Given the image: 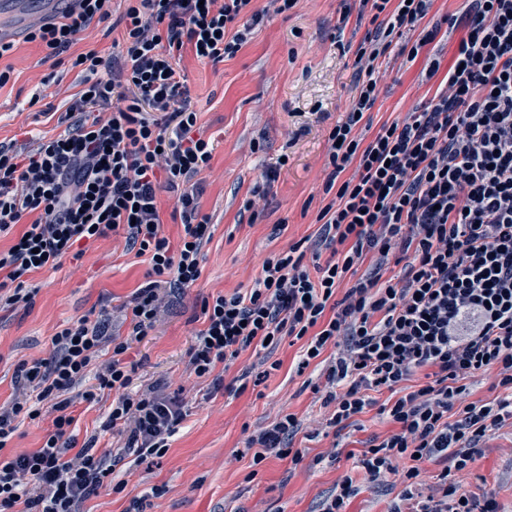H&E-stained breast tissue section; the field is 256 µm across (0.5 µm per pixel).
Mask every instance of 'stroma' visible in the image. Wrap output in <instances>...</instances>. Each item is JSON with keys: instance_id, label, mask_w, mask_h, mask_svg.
<instances>
[{"instance_id": "35a3bbf8", "label": "stroma", "mask_w": 512, "mask_h": 512, "mask_svg": "<svg viewBox=\"0 0 512 512\" xmlns=\"http://www.w3.org/2000/svg\"><path fill=\"white\" fill-rule=\"evenodd\" d=\"M355 0H299L284 14L267 13L250 41L233 58L199 63L183 48L179 66L198 123L211 136L212 169L202 183L200 203L211 217V236L202 250L197 283L173 298L148 336L133 342L125 355L135 364L134 384L144 388L165 382L166 393L185 394L187 415L163 457L117 468L121 493L104 489L87 499L80 512H126L131 500L145 512H321L337 480L353 475L359 494L347 512H388L403 490L398 477L373 481L356 468L370 441L396 426L380 408L388 390L373 393V403L350 421L333 426V406L324 404L320 369L302 366V344L283 338L275 350L252 348L233 362L217 366L224 380L190 376L188 350L204 327L200 301L253 287L262 261L302 243L312 251L319 239V210L329 203L323 192L327 134L350 108L355 83L352 55L369 25L348 13ZM459 33L438 37L415 60L393 43L383 61L381 94L370 116L373 127L404 118L428 104L439 78H427L430 60L448 70ZM11 79L0 88V142L31 148L36 138L59 133L58 119L67 95L40 80L53 70L37 43L17 41L6 57ZM263 150L253 151L254 142ZM276 171L267 204L256 219L242 214L243 201L265 171ZM80 257L65 256L57 267L30 274L37 293L31 307H0V404L15 392L20 361L48 357L60 329L87 316L109 317L114 332L126 334L121 307L146 282L148 256L137 255L117 233L82 243ZM111 395L87 403L75 401L78 440L96 437L98 451L115 448L118 432L104 429ZM286 413L302 428L291 440L299 463L268 451L255 462L251 438ZM466 489L488 494L501 512H512V424L482 444ZM163 487L153 495V487Z\"/></svg>"}]
</instances>
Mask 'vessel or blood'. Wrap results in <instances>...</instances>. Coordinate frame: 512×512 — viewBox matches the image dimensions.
I'll return each instance as SVG.
<instances>
[{"instance_id": "vessel-or-blood-1", "label": "vessel or blood", "mask_w": 512, "mask_h": 512, "mask_svg": "<svg viewBox=\"0 0 512 512\" xmlns=\"http://www.w3.org/2000/svg\"><path fill=\"white\" fill-rule=\"evenodd\" d=\"M69 0H0V44L22 39L40 26L62 19Z\"/></svg>"}]
</instances>
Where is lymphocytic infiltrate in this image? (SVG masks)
<instances>
[{
    "mask_svg": "<svg viewBox=\"0 0 512 512\" xmlns=\"http://www.w3.org/2000/svg\"><path fill=\"white\" fill-rule=\"evenodd\" d=\"M122 63L96 50L72 48L94 25L113 18L112 0H77L64 21L28 34L47 58L66 57L80 89L67 101L65 129L26 152L0 143V234L27 228L6 253L0 291L5 305L30 307L27 277L56 266L76 245L122 231L148 256V281L123 307L126 335L108 319L81 318L56 332L48 357L21 361L22 389L0 405V450L18 418L41 419L49 403L52 428L39 448L0 457V512H79L112 481L126 458L164 455L182 422L184 400L162 384L132 390L134 366L124 353L147 336L170 297L201 275L210 235L200 183L214 144L188 101L180 52L202 63L235 57L264 11L257 0H125ZM434 0H359L370 27L354 51L358 74L352 105L328 133L324 192L333 200L317 215L321 251L299 245L267 257L252 288L203 298L205 326L188 351L198 378L218 364L282 337L306 340V360L335 348L326 369L325 400L338 425L370 406V391L395 389L421 368L433 379L399 397L386 414L396 432L374 440L359 458L371 479L397 475L405 490L389 512H500L493 497H476L456 475L481 454V441L512 420V0H468L462 15L428 22ZM419 30L407 52L415 59L441 30H462L453 62L433 100L400 120L372 129L380 69L394 38ZM175 196L183 234L162 231L161 195ZM330 259H322V250ZM402 265L397 281L382 278ZM111 358H103L104 350ZM94 371L96 383L69 393ZM485 376L503 391L470 398L468 380ZM111 393L106 428L123 446L97 455L78 442L70 409ZM300 423L288 413L260 431L265 451L299 461L288 436ZM428 462L439 463V494L414 491Z\"/></svg>",
    "mask_w": 512,
    "mask_h": 512,
    "instance_id": "lymphocytic-infiltrate-1",
    "label": "lymphocytic infiltrate"
}]
</instances>
